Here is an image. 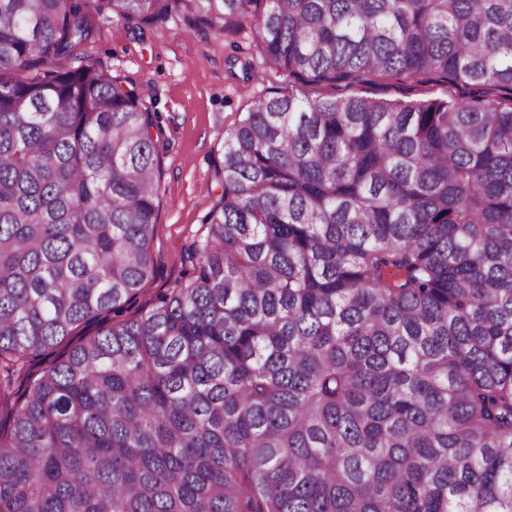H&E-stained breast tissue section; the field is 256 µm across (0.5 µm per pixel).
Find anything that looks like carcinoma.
I'll return each mask as SVG.
<instances>
[{
    "label": "carcinoma",
    "mask_w": 512,
    "mask_h": 512,
    "mask_svg": "<svg viewBox=\"0 0 512 512\" xmlns=\"http://www.w3.org/2000/svg\"><path fill=\"white\" fill-rule=\"evenodd\" d=\"M104 14L246 25L336 95L255 101L189 279L26 382L0 512H512V0H0L5 397L155 271L151 112L51 66ZM364 94L376 98L417 102L427 99H446L448 85L440 81L411 83L396 78L376 79L361 87ZM95 331V327H91L89 329H84L83 327L78 328L75 331V335L73 336L72 340L70 342H64L63 344L59 345L57 348H54L50 350L49 352H45L43 356L39 357H31L28 359L26 365H25V373L30 376H36L39 372L42 371V369L56 358H61L66 355L69 348L79 341V339L82 337V335L86 334H92Z\"/></svg>",
    "instance_id": "obj_1"
}]
</instances>
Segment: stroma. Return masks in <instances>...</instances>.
I'll list each match as a JSON object with an SVG mask.
<instances>
[{
	"label": "stroma",
	"instance_id": "1",
	"mask_svg": "<svg viewBox=\"0 0 512 512\" xmlns=\"http://www.w3.org/2000/svg\"><path fill=\"white\" fill-rule=\"evenodd\" d=\"M97 24L92 44L58 60V68L95 65L119 76L126 90L145 95L164 133L152 242L156 271L137 297L143 305L189 278L187 255L201 238L202 220L213 205L205 187L225 135L243 112L271 88L300 97L323 95L327 89L272 71L246 30L201 29L178 15L161 29L141 32L104 15ZM363 92L417 102L447 98L448 86L385 78L364 85Z\"/></svg>",
	"mask_w": 512,
	"mask_h": 512
}]
</instances>
